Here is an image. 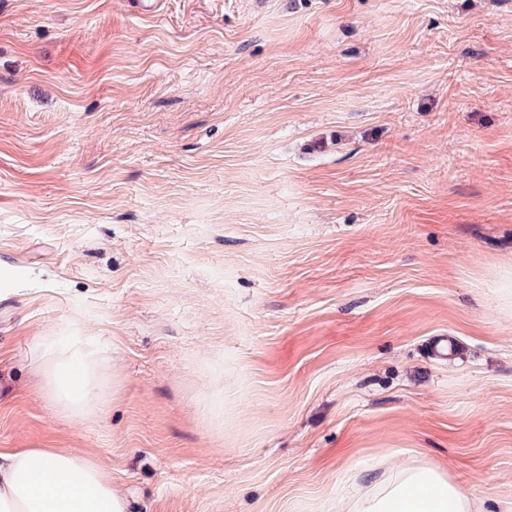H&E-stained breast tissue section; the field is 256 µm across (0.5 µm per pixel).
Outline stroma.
Segmentation results:
<instances>
[{
	"mask_svg": "<svg viewBox=\"0 0 512 512\" xmlns=\"http://www.w3.org/2000/svg\"><path fill=\"white\" fill-rule=\"evenodd\" d=\"M512 0H0V448L138 512L512 499ZM108 349L90 419L38 337ZM452 339L455 356L430 347ZM512 500L489 504L436 468L409 464L382 473L346 505L345 512H511Z\"/></svg>",
	"mask_w": 512,
	"mask_h": 512,
	"instance_id": "1",
	"label": "stroma"
}]
</instances>
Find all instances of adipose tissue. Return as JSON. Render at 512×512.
I'll use <instances>...</instances> for the list:
<instances>
[{
    "mask_svg": "<svg viewBox=\"0 0 512 512\" xmlns=\"http://www.w3.org/2000/svg\"><path fill=\"white\" fill-rule=\"evenodd\" d=\"M40 386L58 413L98 415L114 383L105 350L88 336H42L34 348ZM0 512H134L132 499L97 459L75 449L0 450ZM345 512H512V500L473 497L436 468L382 473Z\"/></svg>",
    "mask_w": 512,
    "mask_h": 512,
    "instance_id": "ef3b65f1",
    "label": "adipose tissue"
}]
</instances>
